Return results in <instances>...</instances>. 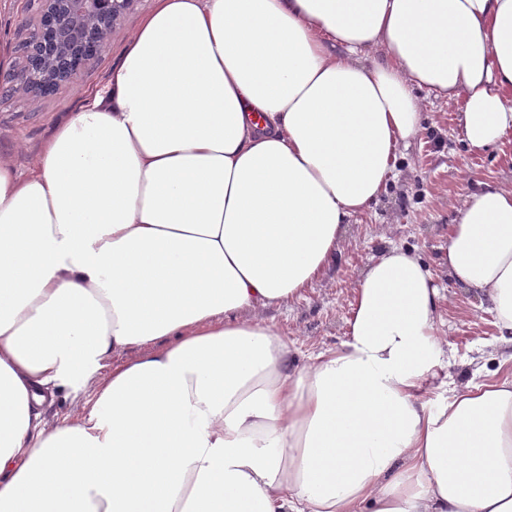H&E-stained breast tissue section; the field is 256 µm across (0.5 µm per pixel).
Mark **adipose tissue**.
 Listing matches in <instances>:
<instances>
[{"instance_id":"ef3b65f1","label":"adipose tissue","mask_w":512,"mask_h":512,"mask_svg":"<svg viewBox=\"0 0 512 512\" xmlns=\"http://www.w3.org/2000/svg\"><path fill=\"white\" fill-rule=\"evenodd\" d=\"M422 90L470 150L511 135L512 0H155L29 172L0 158V512H512V374L450 379L436 282L512 345V184L440 272L373 258L339 346L248 316L349 245Z\"/></svg>"}]
</instances>
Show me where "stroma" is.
Masks as SVG:
<instances>
[{
    "label": "stroma",
    "instance_id": "obj_1",
    "mask_svg": "<svg viewBox=\"0 0 512 512\" xmlns=\"http://www.w3.org/2000/svg\"><path fill=\"white\" fill-rule=\"evenodd\" d=\"M153 6L154 0H134L114 26L101 55L49 94L39 96L21 88L19 82L0 81V156L27 170L54 125L108 84L129 34ZM39 8V0H0V39L7 43L13 68L25 62ZM423 110L424 130L403 150L397 178L368 211L351 218V245L301 298L249 313L304 353L344 340L354 283L372 257L396 244L417 249L427 263L439 261L459 202L479 183L512 184V135L500 149L479 154L463 143L455 109L428 95ZM445 317L448 346L457 360L451 369L455 380H468L479 368L495 370L505 347L498 341L486 304L472 293L453 295Z\"/></svg>",
    "mask_w": 512,
    "mask_h": 512
}]
</instances>
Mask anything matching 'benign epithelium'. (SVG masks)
Listing matches in <instances>:
<instances>
[{"label":"benign epithelium","instance_id":"1","mask_svg":"<svg viewBox=\"0 0 512 512\" xmlns=\"http://www.w3.org/2000/svg\"><path fill=\"white\" fill-rule=\"evenodd\" d=\"M40 2L30 55L41 64H24L20 78L24 89L45 95L103 50L114 23L134 0Z\"/></svg>","mask_w":512,"mask_h":512}]
</instances>
